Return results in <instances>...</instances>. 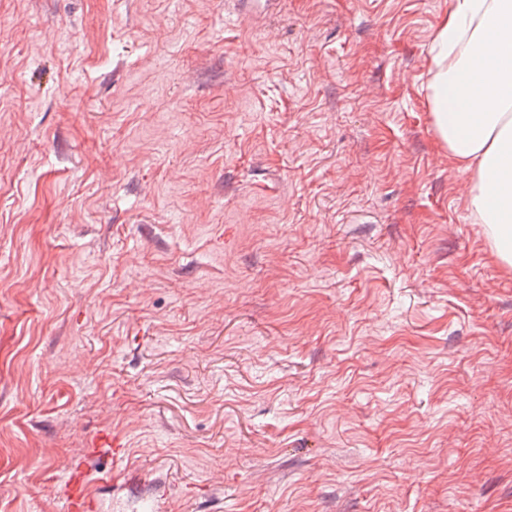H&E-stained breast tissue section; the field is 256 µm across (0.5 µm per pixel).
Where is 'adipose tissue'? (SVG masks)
Returning a JSON list of instances; mask_svg holds the SVG:
<instances>
[{"instance_id":"obj_1","label":"adipose tissue","mask_w":512,"mask_h":512,"mask_svg":"<svg viewBox=\"0 0 512 512\" xmlns=\"http://www.w3.org/2000/svg\"><path fill=\"white\" fill-rule=\"evenodd\" d=\"M439 137L474 174L469 205L512 265V0H448L431 41Z\"/></svg>"}]
</instances>
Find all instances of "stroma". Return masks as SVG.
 <instances>
[{
	"label": "stroma",
	"mask_w": 512,
	"mask_h": 512,
	"mask_svg": "<svg viewBox=\"0 0 512 512\" xmlns=\"http://www.w3.org/2000/svg\"><path fill=\"white\" fill-rule=\"evenodd\" d=\"M239 2L0 0V512H512L448 0ZM90 473L84 463H78L73 466L65 487V493L70 501L72 512H88V510L97 511L99 501L91 493L89 481Z\"/></svg>",
	"instance_id": "stroma-1"
}]
</instances>
